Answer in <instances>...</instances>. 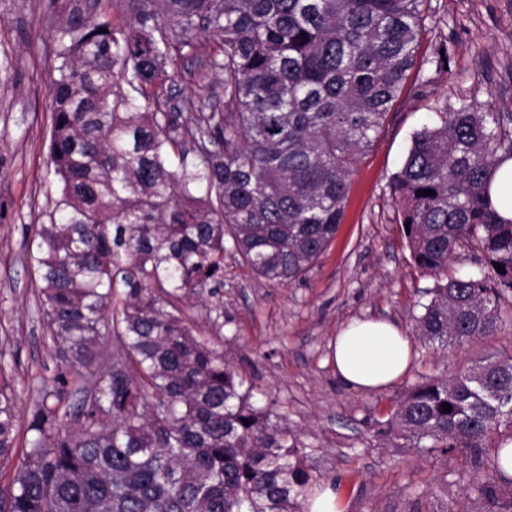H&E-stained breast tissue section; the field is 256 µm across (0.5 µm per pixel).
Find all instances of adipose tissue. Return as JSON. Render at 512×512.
Listing matches in <instances>:
<instances>
[{
  "label": "adipose tissue",
  "instance_id": "ef3b65f1",
  "mask_svg": "<svg viewBox=\"0 0 512 512\" xmlns=\"http://www.w3.org/2000/svg\"><path fill=\"white\" fill-rule=\"evenodd\" d=\"M412 355L409 336L396 324L355 319L343 326L336 336V376L358 391L381 389L406 373Z\"/></svg>",
  "mask_w": 512,
  "mask_h": 512
}]
</instances>
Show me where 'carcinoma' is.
<instances>
[{"label":"carcinoma","mask_w":512,"mask_h":512,"mask_svg":"<svg viewBox=\"0 0 512 512\" xmlns=\"http://www.w3.org/2000/svg\"><path fill=\"white\" fill-rule=\"evenodd\" d=\"M126 3L128 31L79 14L61 30L48 155L58 198L31 250L60 364L39 377L23 432L0 386V461L23 448L0 512H300L317 479L224 361L225 243L258 277L304 280L411 72L448 56L419 55L425 0ZM201 27L221 37L211 67L224 108L191 124L149 111L171 48ZM439 118L413 134L392 194L414 262L437 278L416 334L446 348L496 335L512 294V220L489 202L512 158V114L463 104ZM474 244L487 274L442 279ZM197 306L208 324L186 314ZM72 384L76 429L63 406ZM503 425L512 356L416 385L391 421L427 448L470 449L471 481L493 496L481 453Z\"/></svg>","instance_id":"1"}]
</instances>
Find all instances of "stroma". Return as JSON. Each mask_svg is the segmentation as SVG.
<instances>
[{
  "label": "stroma",
  "mask_w": 512,
  "mask_h": 512,
  "mask_svg": "<svg viewBox=\"0 0 512 512\" xmlns=\"http://www.w3.org/2000/svg\"><path fill=\"white\" fill-rule=\"evenodd\" d=\"M82 0H0V351L16 360L0 384L21 412L37 398L32 376L57 358L37 312L29 260L30 229L58 196L48 164L52 85L62 28ZM421 53L446 43V67L413 71L372 148L351 177L344 221L306 279L279 284L255 276L224 251V357L261 403L285 415L303 466L338 483L343 512H502L501 498L471 485L469 449L421 448L389 430L399 403L428 378L453 376L480 357L512 355V296L500 300L497 335L441 349L414 335V317L433 276L413 261L398 222L391 180L415 131L437 109L467 99L512 113V0H427ZM220 41L198 34L174 46L170 79L154 112H208L220 102L222 74L210 57ZM355 319H384L411 336L405 376L356 392L336 378L334 338Z\"/></svg>",
  "instance_id": "stroma-1"
}]
</instances>
